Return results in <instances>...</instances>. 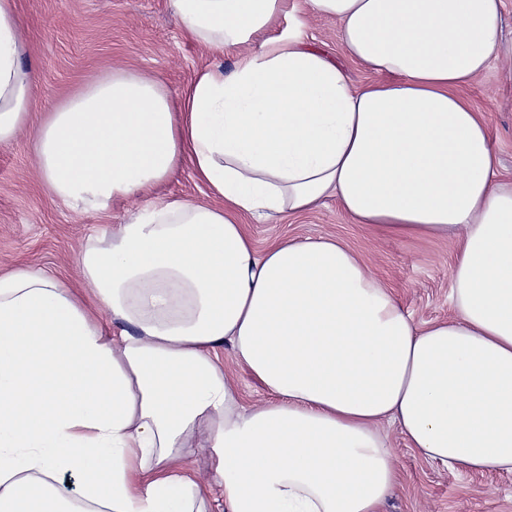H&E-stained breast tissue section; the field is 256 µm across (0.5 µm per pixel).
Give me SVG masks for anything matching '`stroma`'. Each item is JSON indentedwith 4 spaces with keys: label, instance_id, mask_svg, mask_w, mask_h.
Returning a JSON list of instances; mask_svg holds the SVG:
<instances>
[{
    "label": "stroma",
    "instance_id": "stroma-1",
    "mask_svg": "<svg viewBox=\"0 0 512 512\" xmlns=\"http://www.w3.org/2000/svg\"><path fill=\"white\" fill-rule=\"evenodd\" d=\"M29 50L25 65L36 74L33 120H41L68 92L112 68L161 77L178 93L200 68L231 67L239 48L209 53L186 37L169 0H18ZM307 44L342 67L354 87L378 75L352 61L339 41L334 18L306 12ZM501 50L487 74L463 91L490 129L501 175L512 179V0H503ZM31 131L0 144V274L41 269L67 283L78 277L76 258L90 236L117 227L129 210L150 199L209 202L207 188L181 169L153 191L113 207L101 217L71 210L41 186ZM257 248L285 239H334L356 252L368 272L391 288L417 326L453 317L450 269L457 247L451 238L380 233L355 223L336 200L272 221L247 219ZM401 486L384 512H512V474L462 473L429 461L410 448L399 430L390 433Z\"/></svg>",
    "mask_w": 512,
    "mask_h": 512
}]
</instances>
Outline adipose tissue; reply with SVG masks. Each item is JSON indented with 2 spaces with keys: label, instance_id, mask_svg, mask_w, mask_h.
<instances>
[{
  "label": "adipose tissue",
  "instance_id": "adipose-tissue-1",
  "mask_svg": "<svg viewBox=\"0 0 512 512\" xmlns=\"http://www.w3.org/2000/svg\"><path fill=\"white\" fill-rule=\"evenodd\" d=\"M501 4L308 0L381 75L357 89L292 0H170L214 54L272 35L175 96L112 70L35 124L18 2L0 0V144L34 126L54 199L105 215L186 166L212 198L131 212L81 252L78 285L0 275V512H381L400 484L388 424L428 459L512 473V180L461 94ZM329 197L392 234L454 236V317L416 327L340 241L260 250L243 223ZM226 345L268 400L241 404ZM190 448L210 451L206 484L178 467Z\"/></svg>",
  "mask_w": 512,
  "mask_h": 512
}]
</instances>
